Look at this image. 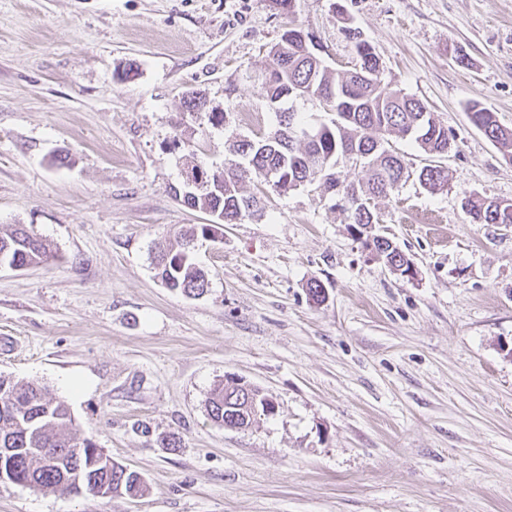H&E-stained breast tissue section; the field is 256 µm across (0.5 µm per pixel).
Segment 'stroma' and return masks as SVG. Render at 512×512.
Segmentation results:
<instances>
[{
	"instance_id": "1",
	"label": "stroma",
	"mask_w": 512,
	"mask_h": 512,
	"mask_svg": "<svg viewBox=\"0 0 512 512\" xmlns=\"http://www.w3.org/2000/svg\"><path fill=\"white\" fill-rule=\"evenodd\" d=\"M291 22L338 70L357 28L448 129L446 190L392 136L409 176L373 202L414 275L377 260L321 184L251 180L262 215L197 244L208 291L169 290L154 238L210 220L171 188L275 129L253 74ZM191 91L222 127L183 110ZM474 102L512 129V0H295L289 16L275 0H0V227L55 253L0 267V374L64 400L148 487L0 484V512H512V224L461 205L512 201V160L471 124ZM235 379L275 414L211 421V390ZM465 200L464 209L474 224H512L511 201L479 196H469Z\"/></svg>"
}]
</instances>
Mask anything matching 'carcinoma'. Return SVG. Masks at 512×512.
Segmentation results:
<instances>
[{
	"mask_svg": "<svg viewBox=\"0 0 512 512\" xmlns=\"http://www.w3.org/2000/svg\"><path fill=\"white\" fill-rule=\"evenodd\" d=\"M352 43V67L337 72L316 55L304 51V33L287 27L278 49L268 56L259 76L266 98L275 102L278 127L265 141L239 139L232 144V159L224 171L245 166L258 179L276 171L288 177V184L300 187L314 179V165L320 159L326 165L321 178L325 190L336 196L356 194L362 200L348 208L350 224L364 237L386 265L401 269L411 277L413 265L406 254L388 237L374 232L377 217L371 201L386 197L399 187L405 177L403 156L384 146L376 134L395 135L417 144L424 152L442 156L448 152V129L428 107L385 82L384 70L372 47L349 30ZM331 102L336 118L331 124L314 128L311 138H300L304 131L294 111L299 99ZM471 123L491 141L512 150V130L499 124L494 112L478 104L468 108ZM360 159L367 168V178L357 184L346 180L340 163ZM419 180L431 190L448 181L443 166L433 161L424 166ZM176 197L186 206L208 214L219 212L232 223L243 195L240 188L213 195L202 188L190 199L178 188ZM464 209L475 224H512V202L469 196ZM207 225L192 231L168 233L155 242V268L161 282L172 290L199 297L209 288L207 272L194 259L197 236H206ZM52 257L49 245L23 224L0 229V265L15 268L38 266ZM236 388L218 385L207 400L210 419L224 425V417H233ZM95 444L80 438L67 404L48 395L34 381H15L0 375V457L10 460L18 483L33 488L52 487L73 491L77 487L106 482L114 493L138 496L147 486L141 475L124 472L114 462L107 471L91 466Z\"/></svg>",
	"mask_w": 512,
	"mask_h": 512,
	"instance_id": "obj_1",
	"label": "carcinoma"
}]
</instances>
